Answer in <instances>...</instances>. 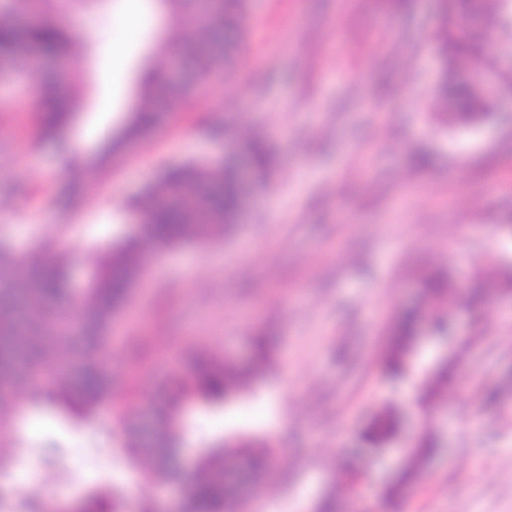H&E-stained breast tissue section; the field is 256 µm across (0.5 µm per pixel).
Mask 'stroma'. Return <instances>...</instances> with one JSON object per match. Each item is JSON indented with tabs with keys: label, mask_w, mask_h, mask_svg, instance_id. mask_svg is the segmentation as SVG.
I'll return each instance as SVG.
<instances>
[{
	"label": "stroma",
	"mask_w": 512,
	"mask_h": 512,
	"mask_svg": "<svg viewBox=\"0 0 512 512\" xmlns=\"http://www.w3.org/2000/svg\"><path fill=\"white\" fill-rule=\"evenodd\" d=\"M128 0H94L68 14L45 0L43 17L70 15L85 47L66 62L76 107L66 145L37 142V86L56 63L0 78V236L17 258L34 244L62 249L77 287L95 273L99 241L137 223L128 202L169 167L216 161L248 134L266 137L274 166L247 188L248 212L223 241L161 251L107 337L119 378L108 413L78 421L30 411L0 442L26 449L16 492L69 491L100 481L153 506L164 497L148 461L134 463L119 433L128 418L175 393L180 353L247 361L264 328L274 350L264 376L230 408L191 409L192 446L237 436L269 442L263 494L237 512H512V292L484 304H447L457 358L429 415L418 374L381 368L397 316L422 304L419 274L447 269L466 289L512 274V88L491 118L448 126L434 105L444 64L431 36L439 0H248L246 65L190 95L153 134L103 156L98 132L134 112L138 71L171 78L166 39L177 24L162 0H138L143 23L125 25ZM124 54L96 84L101 44ZM113 108L104 112L102 100ZM224 126L223 140L211 128ZM403 414L402 439L432 434L423 478L392 507L394 472L353 452L384 407Z\"/></svg>",
	"instance_id": "35a3bbf8"
}]
</instances>
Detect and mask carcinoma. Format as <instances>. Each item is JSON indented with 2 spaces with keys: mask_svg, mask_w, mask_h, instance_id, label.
Returning <instances> with one entry per match:
<instances>
[{
  "mask_svg": "<svg viewBox=\"0 0 512 512\" xmlns=\"http://www.w3.org/2000/svg\"><path fill=\"white\" fill-rule=\"evenodd\" d=\"M45 0H0V75L23 65L32 54L67 57L72 42L66 26L60 22H42L20 27L15 17L30 8L41 9ZM181 20L183 33L167 45L194 72L198 83L208 82L214 73L232 62L240 51L239 36L246 18V0H162ZM491 13L505 27H512V0H441V23L434 33V43L444 60L448 74L483 67L496 71L498 83L512 87V70L500 69L487 52L482 27L460 21V15ZM156 74L147 72L141 79L142 92L123 136L146 137L165 117L159 115L154 100ZM71 75L55 70L37 88V96L49 103L48 112L40 115L42 137L58 141L73 120L74 104L67 92ZM453 95L468 103L469 93L463 86L449 83L437 89V101L443 103ZM236 148L252 163L256 176H263L271 166L264 141L248 137ZM244 188L236 165H216L189 161L164 172L147 189L136 206L139 224L133 232L116 237L102 250L99 270L74 295L72 270L61 253L49 263L33 262L26 266L22 278L4 276V268L17 265L13 250L0 239V400L23 382L40 386L32 395L35 407L54 410L64 419H83L96 414L110 403L116 380L102 364L105 331L131 300L136 282L145 274L151 254L148 247L170 249L195 237H224V229L245 216ZM423 292L434 301L458 294L462 305L471 307L482 300L477 292L458 289L454 282L439 273L421 278ZM430 332L443 336L448 331V313H428ZM79 328V349L83 362L74 383L68 388L46 389L47 371L63 364L69 352L64 337L68 325ZM252 353L245 364L233 359L215 362L206 348L196 346L190 366L173 379L175 396L155 411L153 432L146 436L135 425L128 427L123 443L134 457L153 463L161 483L173 481L186 493L175 512H234L237 497L224 483V464L238 457L243 466L257 474L272 459L269 444L239 438L224 446L216 442L203 454L195 468L186 472L177 461L185 446L188 427L183 421L187 407L200 404L219 410L226 401L241 393L256 379L270 361V350L262 336L251 337ZM419 347L416 341V314L409 313L399 324L382 363L387 375L402 378L416 368ZM448 376V366L423 374L419 407L428 413L436 402L438 389ZM400 415L386 407L361 432V441L369 448H379L398 433ZM432 453V442L423 436L410 450L384 492L388 505L406 494L422 476V466ZM14 458L0 451V501H13L5 489L14 486ZM29 512H149L137 508L103 485L78 501L63 499L51 491L38 495Z\"/></svg>",
  "mask_w": 512,
  "mask_h": 512,
  "instance_id": "1",
  "label": "carcinoma"
}]
</instances>
